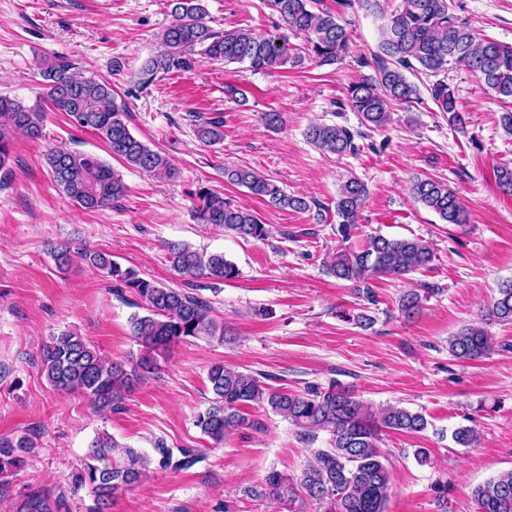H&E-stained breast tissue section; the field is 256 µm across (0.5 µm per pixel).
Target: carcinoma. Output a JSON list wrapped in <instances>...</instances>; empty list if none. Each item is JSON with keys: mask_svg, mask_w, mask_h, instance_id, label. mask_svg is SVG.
Listing matches in <instances>:
<instances>
[{"mask_svg": "<svg viewBox=\"0 0 512 512\" xmlns=\"http://www.w3.org/2000/svg\"><path fill=\"white\" fill-rule=\"evenodd\" d=\"M312 3L266 0L268 8L289 29L305 37L307 53L302 55L286 43L279 44L248 29L214 30L205 21V0H169L173 20L160 37L163 51L142 66L143 84H150L160 72L191 70L197 55L217 63L245 64L254 72L296 68L306 61L321 66L334 64L348 52L347 29L333 12L312 10ZM378 50L375 72L350 81L347 88V105L358 113L361 125L371 131L391 121V104L420 100L418 87L407 79L409 70L438 77L463 69L477 77L500 102L512 101V46L478 38L454 13L452 0H400L380 28ZM41 76L53 108L65 113L75 126L99 135L112 156L126 167L160 179L172 175L166 156L131 133L126 109L117 103L111 81L77 72L63 60L43 63ZM430 94L438 110L446 114L448 126L464 131L465 113L458 108L451 86L439 79ZM43 122L40 110L0 96V170L11 159L15 136L20 133L40 139ZM194 122V132L201 142L214 145L223 141L221 116L205 118L197 114ZM362 136L360 130L335 123L316 122L306 131L313 146L340 156L356 153L355 138ZM45 162L54 183L79 208L110 207L126 193L122 175L95 154L51 147L45 153ZM495 177L499 188L512 195V164L497 167ZM224 180L246 187L279 208L310 209L305 198L286 192L277 181L251 168L226 167ZM410 192L416 202L444 223L466 222L464 208L447 183L416 177ZM367 195V186L353 174L341 186L334 205L338 245L326 263V273L351 283L357 297L372 304L373 279L381 275L403 277L422 269L434 260L435 249L432 242L422 238L379 233L368 234L360 246H353ZM192 196L197 200L194 218L198 223L243 239L265 240L270 235L269 225L257 214L209 188L200 187ZM164 250L174 270L188 280L225 282L239 275L237 266L222 252L199 250L183 241L168 242ZM81 257L107 274L116 284L117 296L129 292L145 303L147 314L130 317V333L140 344L141 355L127 366L103 357L74 332L54 334L39 352L42 374L51 387L84 394L99 411H118L132 387L155 370L158 351L202 336L224 341V325L211 317V306L197 294L147 279L104 252L86 249ZM437 292L428 287L408 289L399 297V313L407 319L414 317L423 300ZM495 322L512 323V281L500 285L497 297L478 321L448 337L450 355L459 361L488 355L495 344L486 326ZM265 378L264 373L240 371L221 362L211 365L208 381L212 398L197 414L195 426L219 444L245 421L241 407L255 403L270 407L309 442L315 440L317 432L325 431L329 434L327 447L314 452V463L302 472L301 489L310 499L324 504V512H386L390 475L379 446L381 432L422 433L428 426L425 416L399 405L375 410L354 392L334 383L325 389L313 387L304 393H288L271 389ZM452 439L460 446L472 447L479 442V433L472 426H461L452 432ZM32 448L33 441L26 434L15 440L0 438V483L8 482L25 467ZM155 451L161 470L187 468L201 459L200 451L192 448L173 450L158 443ZM88 458L89 462L72 478V491L90 488L95 494L96 512H107L116 492L145 480L152 464L149 455L119 444L105 432L90 443ZM286 486L287 479L274 471L254 495L280 501L285 498ZM473 499L476 512H512V469L478 485Z\"/></svg>", "mask_w": 512, "mask_h": 512, "instance_id": "cac0c4a2", "label": "carcinoma"}]
</instances>
